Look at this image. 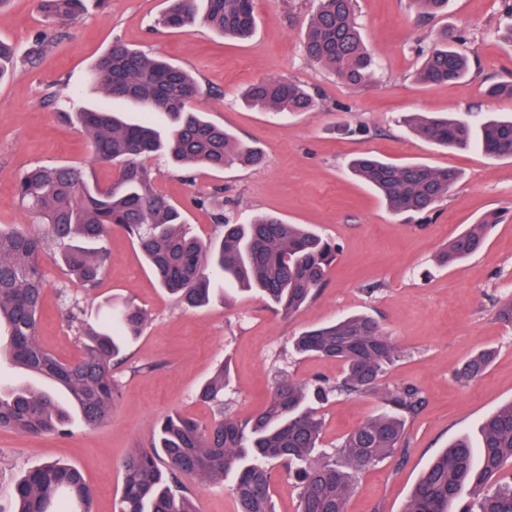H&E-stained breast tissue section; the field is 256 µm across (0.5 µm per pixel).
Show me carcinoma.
<instances>
[{
    "mask_svg": "<svg viewBox=\"0 0 512 512\" xmlns=\"http://www.w3.org/2000/svg\"><path fill=\"white\" fill-rule=\"evenodd\" d=\"M85 0H37L50 24L74 23ZM203 20L224 36L250 37L256 26L255 0H168L159 19L167 29H185ZM306 57L351 86L368 82L375 62L356 22L355 0H319L303 39ZM469 59L446 45L427 54L418 80L426 85L457 81ZM106 100L125 99L145 112L141 123L124 121L110 107L79 109L74 118L87 134L93 158L120 165L115 181L88 183L76 166L34 167L16 181V195L28 215L24 224L0 226V356L31 376L64 389L70 405L89 426L104 424L121 390L112 366L130 336L146 325V312L128 304L115 318L91 324L80 318L79 303L69 305L77 322L83 356L63 363L37 342V320L47 286L40 257L60 249L66 274L86 288L96 286L109 254L101 241L110 227L135 238L160 286L179 305L199 308L216 297L211 274L253 291L284 315L312 300L325 282L336 247L300 224L272 214L244 224L216 210L222 238L204 242L191 235L180 209L151 183L144 160L166 156L179 167L258 166L261 153L224 126L192 107L197 83L184 69L134 50L120 41L102 56L92 73ZM249 102L276 112H307L314 98L293 81L270 79L253 84ZM162 113V134L150 117ZM409 124L428 140L453 148L477 147L491 158L512 159V119L488 117L477 123L458 118L414 117ZM350 171L371 185L395 214L428 209L448 196L457 175L448 168L397 164L371 153L351 159ZM31 224L44 230L34 232ZM486 222L472 224L448 241L439 260L456 265L486 244ZM295 349L333 359L344 367L336 383L280 377L270 400L242 422L224 413L225 366L200 387L197 397L214 408L202 427L178 414L157 423L150 446L124 458L115 512H197L182 479L190 476L208 488L229 479L237 512H274L270 463L278 461L294 480L299 512H347L355 474L381 462L401 447L405 416L422 404L411 386L381 388L380 379L398 356L395 342L370 315L354 314L311 327L294 340ZM492 359L482 351L459 370V378L481 377ZM379 396L381 410L329 450L321 446L323 422L317 405L338 395ZM71 414L55 396L31 384L0 387V428L29 435L69 433ZM512 402L485 416L479 441H456L425 471L404 512H512ZM94 488L74 465L47 462L15 483L8 507L0 512H91Z\"/></svg>",
    "mask_w": 512,
    "mask_h": 512,
    "instance_id": "cac0c4a2",
    "label": "carcinoma"
}]
</instances>
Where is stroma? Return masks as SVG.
<instances>
[{
  "label": "stroma",
  "instance_id": "35a3bbf8",
  "mask_svg": "<svg viewBox=\"0 0 512 512\" xmlns=\"http://www.w3.org/2000/svg\"><path fill=\"white\" fill-rule=\"evenodd\" d=\"M316 5L256 0L258 27L246 41L202 24L159 30L165 0H107L104 10L89 9L78 24L56 30L44 23L36 0H9L0 9V40L18 57L12 75L0 80V225L24 221L14 185L32 167L79 166L103 186L116 179L117 166L94 162L87 136L63 115L100 102L89 75L120 40L189 71L200 85L195 107L264 154L262 165L221 171L147 159L154 186L179 206L194 234L205 241L221 236L211 209L197 203L214 195L228 216L269 211L336 244L324 286L289 317L259 296L232 289L202 309L179 306L119 229L105 236L111 259L92 289L69 279L54 252L45 253L48 287L37 337L60 359L81 353L62 315L64 297L77 299L94 322L109 304L125 301L138 304L148 321L113 369L122 396L105 424L92 427L73 417L66 438L0 430V493L25 471L60 460L78 466L94 486L93 512H115L121 461L130 449L149 445L158 421L174 412L203 426L212 421L211 408L195 391L219 364H226L229 377L227 413L247 418L269 399L278 372L302 382L340 380L339 362L298 355L292 343L303 330L352 313L373 316L399 349L382 385L412 386L423 404L407 416L401 448L357 473L348 512H403L431 462L460 436L475 434L487 414L512 403V326L496 317L499 304L512 298V160L438 146L404 123L414 113L512 116V98L485 93L492 83L512 81V46L501 38L512 15L502 0H451L447 13L425 17L410 0H357L356 20L377 70L353 87L305 55L302 33ZM445 35L475 66L465 79L421 84L416 73L424 53ZM46 36L49 46L28 58ZM274 78L306 88L315 107L287 115L243 103L247 86ZM363 153L450 168L458 179L432 209L396 215L347 172V160ZM489 215L495 222L484 249L442 265L438 254L448 240ZM483 350L493 353L485 374L460 381L458 370ZM379 405L373 394L325 403L323 447L338 444Z\"/></svg>",
  "mask_w": 512,
  "mask_h": 512
}]
</instances>
